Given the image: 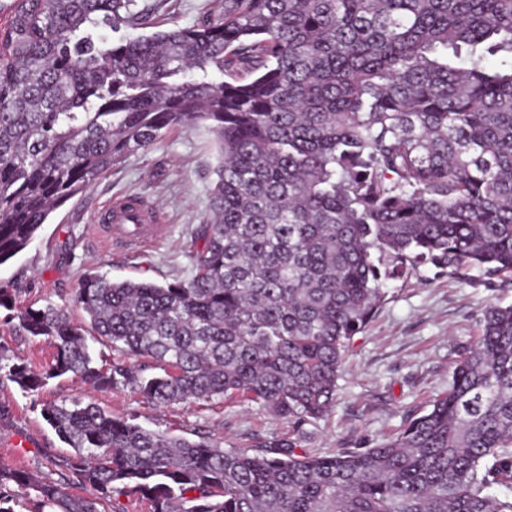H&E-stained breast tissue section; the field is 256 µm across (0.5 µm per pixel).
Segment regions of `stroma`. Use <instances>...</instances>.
<instances>
[{
    "instance_id": "35a3bbf8",
    "label": "stroma",
    "mask_w": 512,
    "mask_h": 512,
    "mask_svg": "<svg viewBox=\"0 0 512 512\" xmlns=\"http://www.w3.org/2000/svg\"><path fill=\"white\" fill-rule=\"evenodd\" d=\"M216 165L207 128L177 129L149 149L128 154L87 195L54 212L24 252L0 265V288L14 302L13 310L0 309V351L36 368L48 366L56 353L53 342L16 331L8 314L65 303L86 271L159 283L186 277L190 253L203 244L197 229L209 215ZM128 196L155 207L164 225L161 237L142 252L117 249L93 230L110 201ZM491 303H512V276L468 282L428 263L407 279L389 282L386 302L350 344L334 408L297 427L245 401L155 407L133 388L94 392L68 375L35 392L1 378L0 466L58 480L52 461L71 448L46 422L44 407L91 399L145 428L209 439L224 448L261 450L278 440L314 456L372 448L398 436L447 390L457 350L478 336L481 311Z\"/></svg>"
}]
</instances>
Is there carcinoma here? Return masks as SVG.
<instances>
[{
  "label": "carcinoma",
  "instance_id": "cac0c4a2",
  "mask_svg": "<svg viewBox=\"0 0 512 512\" xmlns=\"http://www.w3.org/2000/svg\"><path fill=\"white\" fill-rule=\"evenodd\" d=\"M14 2L0 265L174 128L207 127L218 159L192 276L88 273L68 302L26 308L18 329L56 355L40 371L0 352L22 390L72 374L152 405L240 398L299 425L329 412L386 281L425 262L465 281L512 274V0H224L158 31L137 0ZM102 25L141 34L108 41ZM44 417L75 453L52 461L57 481L0 467V512H107L125 493L151 512H512L491 493L512 488V305L483 310L448 389L374 448L251 454L92 401Z\"/></svg>",
  "mask_w": 512,
  "mask_h": 512
}]
</instances>
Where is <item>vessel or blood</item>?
<instances>
[{"label":"vessel or blood","mask_w":512,"mask_h":512,"mask_svg":"<svg viewBox=\"0 0 512 512\" xmlns=\"http://www.w3.org/2000/svg\"><path fill=\"white\" fill-rule=\"evenodd\" d=\"M96 228L124 250L144 247L157 240L162 232L155 212L130 197L108 204L97 217Z\"/></svg>","instance_id":"b4317fda"}]
</instances>
